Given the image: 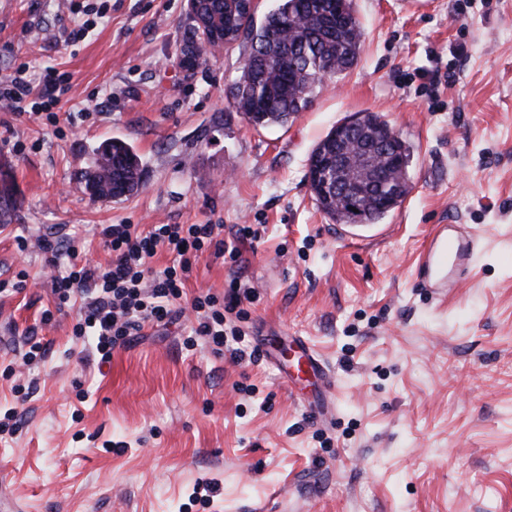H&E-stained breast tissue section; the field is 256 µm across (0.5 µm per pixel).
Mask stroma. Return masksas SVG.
Wrapping results in <instances>:
<instances>
[{"label":"stroma","instance_id":"35a3bbf8","mask_svg":"<svg viewBox=\"0 0 512 512\" xmlns=\"http://www.w3.org/2000/svg\"><path fill=\"white\" fill-rule=\"evenodd\" d=\"M186 0H108L65 42V0H0V81L69 73L57 115L0 108V507L11 512H512V0H353L356 64L325 79L285 126L252 127L228 89L248 46L185 74ZM381 113L409 143L413 185L375 225L329 221L308 158L350 115ZM139 155L138 191L94 200L80 182L97 147ZM106 224H218L239 260L205 251L181 317L147 326L109 362L57 306L36 241L105 265ZM259 231L238 240L240 225ZM475 229L472 275L444 297L414 285L431 236ZM28 237L19 251L16 236ZM253 287L236 326L249 359L216 352L189 306ZM47 343L24 365L25 342ZM317 349L333 392L284 377L282 349ZM216 482L212 504L199 483Z\"/></svg>","mask_w":512,"mask_h":512}]
</instances>
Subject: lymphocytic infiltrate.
<instances>
[{"label": "lymphocytic infiltrate", "instance_id": "lymphocytic-infiltrate-1", "mask_svg": "<svg viewBox=\"0 0 512 512\" xmlns=\"http://www.w3.org/2000/svg\"><path fill=\"white\" fill-rule=\"evenodd\" d=\"M69 79V74L49 71L38 91L27 78L26 66H18L8 80L0 82V103L20 116L35 113L39 99L58 107L69 90ZM220 231L217 224H155L145 232L130 224H108L101 230L112 254L105 266L80 257L73 246L64 249L46 238L39 239L38 246L53 266L61 255L69 256L70 271L52 276V292L62 305L81 299V318L74 333L93 336L98 355L106 361L115 347L124 345L145 324L165 325L174 320L172 304L183 294V276L192 259L209 249L238 258V250L229 248ZM161 249L167 250L174 262L155 272L150 262ZM251 293V288L235 279L224 297L210 293L195 296L191 301L197 320L195 335L204 337L219 351L228 342H236L237 356H244L239 346L241 333L227 330L226 316L238 307L242 296Z\"/></svg>", "mask_w": 512, "mask_h": 512}]
</instances>
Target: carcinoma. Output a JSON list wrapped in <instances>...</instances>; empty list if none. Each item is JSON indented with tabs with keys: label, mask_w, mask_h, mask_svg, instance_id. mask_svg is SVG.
Returning <instances> with one entry per match:
<instances>
[{
	"label": "carcinoma",
	"mask_w": 512,
	"mask_h": 512,
	"mask_svg": "<svg viewBox=\"0 0 512 512\" xmlns=\"http://www.w3.org/2000/svg\"><path fill=\"white\" fill-rule=\"evenodd\" d=\"M250 42V52L238 80L230 87L234 107L254 127L285 126L311 103L322 81L352 68L363 45V28L353 0H276L259 23L249 18L239 37ZM364 136L378 133L389 122L378 112H357ZM336 156V139L327 134L310 157ZM399 157L402 171L393 170L362 200L365 219L373 224L399 207L412 189L410 147L399 137L387 149L385 161ZM307 172L318 209L335 224L351 223L346 206L337 205L321 192L322 180ZM143 169L138 155L124 141L112 140V154L96 151L94 165L82 173L85 186L107 199L112 187L130 182L140 185Z\"/></svg>",
	"instance_id": "carcinoma-1"
}]
</instances>
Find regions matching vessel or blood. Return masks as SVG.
Listing matches in <instances>:
<instances>
[{"mask_svg": "<svg viewBox=\"0 0 512 512\" xmlns=\"http://www.w3.org/2000/svg\"><path fill=\"white\" fill-rule=\"evenodd\" d=\"M478 246L477 231L461 224L435 234L415 271L416 287L430 293L456 287L467 277Z\"/></svg>", "mask_w": 512, "mask_h": 512, "instance_id": "b4317fda", "label": "vessel or blood"}]
</instances>
